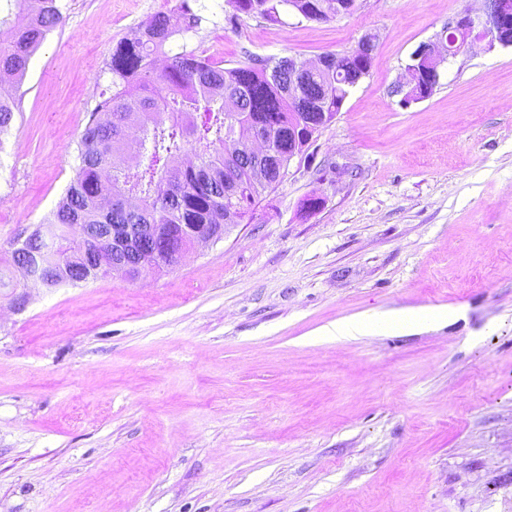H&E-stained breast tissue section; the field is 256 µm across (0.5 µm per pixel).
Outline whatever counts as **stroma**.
Returning a JSON list of instances; mask_svg holds the SVG:
<instances>
[{
	"label": "stroma",
	"instance_id": "35a3bbf8",
	"mask_svg": "<svg viewBox=\"0 0 512 512\" xmlns=\"http://www.w3.org/2000/svg\"><path fill=\"white\" fill-rule=\"evenodd\" d=\"M179 0H62L0 144V512H512V47L481 41L402 105L420 44L484 0H358L229 25L169 54L308 62L377 34L251 223L137 279L32 288L5 259L46 221L111 93L112 47ZM321 200L310 213L300 205ZM414 330L324 336L407 308Z\"/></svg>",
	"mask_w": 512,
	"mask_h": 512
}]
</instances>
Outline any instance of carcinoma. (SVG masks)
Here are the masks:
<instances>
[{"instance_id": "obj_1", "label": "carcinoma", "mask_w": 512, "mask_h": 512, "mask_svg": "<svg viewBox=\"0 0 512 512\" xmlns=\"http://www.w3.org/2000/svg\"><path fill=\"white\" fill-rule=\"evenodd\" d=\"M61 0H43L31 24L15 30L8 15L29 7V0L0 3V70L24 76L46 34L62 23ZM289 0H232L249 18L279 21L280 5ZM304 18L327 21L346 13L347 0H294ZM202 18L181 0L169 13H158L139 35L112 50V94L95 112L111 121L90 120L80 137L75 176L44 230L11 252L14 265L27 261L46 278L62 264L76 276L94 278L90 251L79 224H154L177 245L192 244L197 224L224 223V179L239 185L233 218L241 223L278 184L270 175L257 185L246 159L224 170L225 147L250 144L254 134L270 138L288 160V131L303 118L288 96V58H252L225 68L194 51L173 56L162 71L152 59L170 39L197 28ZM373 56L359 51L331 59L328 68L308 73L299 84L312 112L333 117L340 111L358 75L371 68ZM17 109L16 97L0 99V133Z\"/></svg>"}]
</instances>
